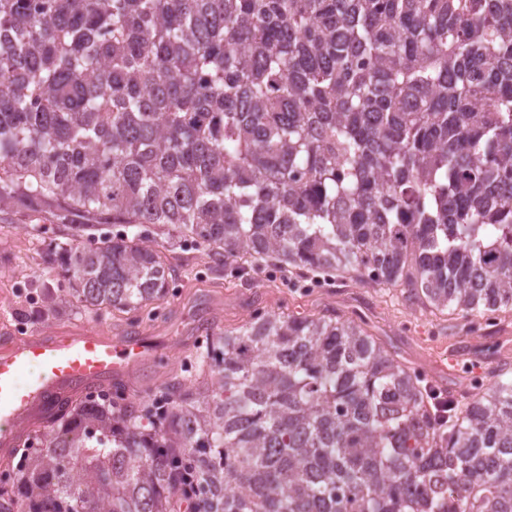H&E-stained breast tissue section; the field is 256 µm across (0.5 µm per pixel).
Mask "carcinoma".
<instances>
[{
    "label": "carcinoma",
    "instance_id": "carcinoma-1",
    "mask_svg": "<svg viewBox=\"0 0 512 512\" xmlns=\"http://www.w3.org/2000/svg\"><path fill=\"white\" fill-rule=\"evenodd\" d=\"M2 33L0 209L72 231L57 305L135 323L190 243L512 310V0H0ZM499 376L443 412L363 324L266 311L159 401L59 400L0 512H512Z\"/></svg>",
    "mask_w": 512,
    "mask_h": 512
}]
</instances>
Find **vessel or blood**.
I'll list each match as a JSON object with an SVG mask.
<instances>
[{
	"label": "vessel or blood",
	"instance_id": "vessel-or-blood-1",
	"mask_svg": "<svg viewBox=\"0 0 512 512\" xmlns=\"http://www.w3.org/2000/svg\"><path fill=\"white\" fill-rule=\"evenodd\" d=\"M157 348L143 336L112 338L92 332L30 336L0 345V445L16 443L24 419L44 414L51 401L73 391L126 378L153 359ZM40 375L20 384L31 366Z\"/></svg>",
	"mask_w": 512,
	"mask_h": 512
}]
</instances>
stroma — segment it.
Listing matches in <instances>:
<instances>
[{
	"instance_id": "obj_1",
	"label": "stroma",
	"mask_w": 512,
	"mask_h": 512,
	"mask_svg": "<svg viewBox=\"0 0 512 512\" xmlns=\"http://www.w3.org/2000/svg\"><path fill=\"white\" fill-rule=\"evenodd\" d=\"M65 230L50 214L31 222L27 214L0 210V329L27 336L54 331L92 330L105 336L136 333L154 340L156 360L142 364L127 381L126 395L145 399L159 388L168 371L185 367L206 338L207 328L237 327L254 308L295 315H319L325 309L364 321L367 330L422 372L440 394L467 393L474 378L492 382L501 363H512V311L502 310L494 334L498 353L485 350L468 334L461 313L431 315L409 306L399 292L354 279L330 281L325 288L302 287L294 269L214 264L204 250L186 246L170 254L177 269L168 297L139 314L128 327L125 314L94 313L78 303L58 308L61 281L47 263L49 245Z\"/></svg>"
}]
</instances>
